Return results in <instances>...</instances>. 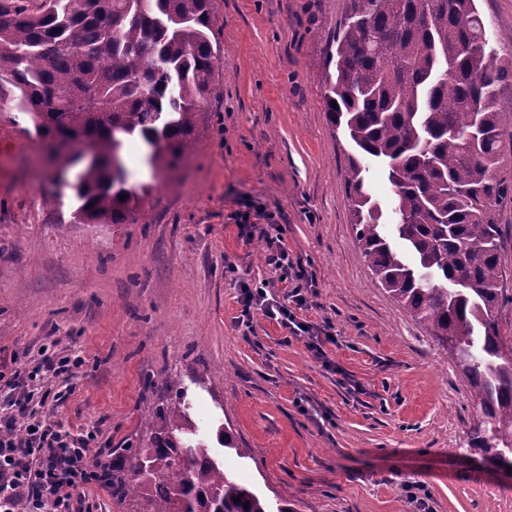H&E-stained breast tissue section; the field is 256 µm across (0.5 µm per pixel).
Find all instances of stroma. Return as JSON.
Returning a JSON list of instances; mask_svg holds the SVG:
<instances>
[{
    "label": "stroma",
    "mask_w": 512,
    "mask_h": 512,
    "mask_svg": "<svg viewBox=\"0 0 512 512\" xmlns=\"http://www.w3.org/2000/svg\"><path fill=\"white\" fill-rule=\"evenodd\" d=\"M488 48L512 67V0H476ZM349 0H216L224 67L214 125L154 185L140 139L129 182L153 184L147 224H79L37 142L0 121V362L43 347L83 359L40 413L123 448L150 386L177 380L225 467L293 512H512V480L465 457L466 381L359 258L319 66ZM280 224L313 279L306 320L330 322L327 361L280 322H239L244 284L273 273L238 216ZM204 374L206 385H194ZM231 435L234 449L223 445ZM255 449L251 459L236 448Z\"/></svg>",
    "instance_id": "stroma-1"
}]
</instances>
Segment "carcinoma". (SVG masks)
Here are the masks:
<instances>
[{"label":"carcinoma","mask_w":512,"mask_h":512,"mask_svg":"<svg viewBox=\"0 0 512 512\" xmlns=\"http://www.w3.org/2000/svg\"><path fill=\"white\" fill-rule=\"evenodd\" d=\"M215 0H0V98L44 146L77 169L82 224H148L152 187H130L124 139L155 173L176 168L212 127L224 49ZM327 118L352 144L345 188L360 258L469 385L477 422L463 452L512 467V305L496 213L512 187L502 155L499 86L512 70L487 50L475 0H350L323 60ZM387 173L389 221L367 181ZM126 199L121 200L119 196ZM147 417L149 434L112 452V502L142 512H290L227 472L197 437L180 383Z\"/></svg>","instance_id":"1"}]
</instances>
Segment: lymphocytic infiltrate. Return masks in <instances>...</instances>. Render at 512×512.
I'll list each match as a JSON object with an SVG mask.
<instances>
[{"instance_id": "1", "label": "lymphocytic infiltrate", "mask_w": 512, "mask_h": 512, "mask_svg": "<svg viewBox=\"0 0 512 512\" xmlns=\"http://www.w3.org/2000/svg\"><path fill=\"white\" fill-rule=\"evenodd\" d=\"M260 236L277 282L289 284L290 289L276 299L265 286L246 288L243 316L255 309L263 311L292 335L307 338L314 356L322 357L325 343L333 339L328 325L298 316L308 306L305 269L290 259L279 225H266ZM72 370L69 357L45 352L29 371L17 368L9 375L0 371V512H14L17 501L24 503L25 512H80L88 488L106 486L112 453L98 445L97 435L36 416L31 381L69 380Z\"/></svg>"}]
</instances>
